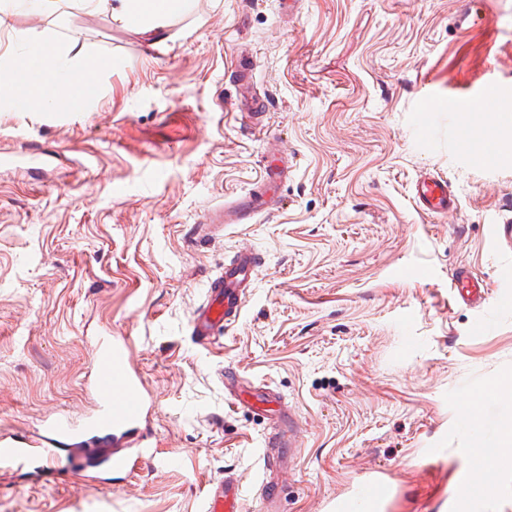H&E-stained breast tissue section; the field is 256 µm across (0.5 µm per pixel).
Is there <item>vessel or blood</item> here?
I'll return each mask as SVG.
<instances>
[{"label":"vessel or blood","mask_w":512,"mask_h":512,"mask_svg":"<svg viewBox=\"0 0 512 512\" xmlns=\"http://www.w3.org/2000/svg\"><path fill=\"white\" fill-rule=\"evenodd\" d=\"M501 92L488 86L480 97V112L472 114L466 103H456L464 124L478 122L480 115L500 110ZM415 197L428 213H445L455 207V195L446 179L429 177L417 182ZM268 196H243L234 203L212 211L210 224H241L251 216L268 212ZM257 266L253 252L244 250L224 266V272L210 285L205 300L196 309L189 334L198 344L209 343L235 322L242 300L253 284ZM457 298L468 302L486 301L488 290L483 279L467 268H460L453 281ZM94 367L88 389L92 409L78 416L60 414L45 417L39 433L18 430L0 432V473H20L36 478H52L60 484L77 480L88 486L112 487L141 471L158 458L144 426L153 397L135 370L130 340L125 336H101L94 342ZM266 467L278 461L277 449L295 445L293 436L274 433L264 439ZM512 470V454L496 448L475 452L466 476V500L490 498L493 485L490 470ZM391 494L385 481L372 479L352 494L337 497L334 512H379ZM204 512H242L240 489L228 479L208 484Z\"/></svg>","instance_id":"b4317fda"}]
</instances>
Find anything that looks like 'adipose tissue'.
<instances>
[{
	"label": "adipose tissue",
	"instance_id": "1",
	"mask_svg": "<svg viewBox=\"0 0 512 512\" xmlns=\"http://www.w3.org/2000/svg\"><path fill=\"white\" fill-rule=\"evenodd\" d=\"M82 9L92 15L121 20L137 32L160 34L168 20L184 11L189 0H79ZM12 40L21 57L0 55V107L29 112H82L97 96L95 86L84 82L88 67L97 66V56L84 45L65 44L46 35L14 30ZM42 54V73L34 77L22 68L21 58L31 50Z\"/></svg>",
	"mask_w": 512,
	"mask_h": 512
}]
</instances>
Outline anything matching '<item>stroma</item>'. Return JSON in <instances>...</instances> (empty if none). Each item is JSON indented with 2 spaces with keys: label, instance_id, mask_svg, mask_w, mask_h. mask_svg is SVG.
I'll use <instances>...</instances> for the list:
<instances>
[{
  "label": "stroma",
  "instance_id": "obj_1",
  "mask_svg": "<svg viewBox=\"0 0 512 512\" xmlns=\"http://www.w3.org/2000/svg\"><path fill=\"white\" fill-rule=\"evenodd\" d=\"M13 25L101 66L88 111H0V430L86 410L95 337L127 336L161 461L110 491L0 478V512H201L225 476L244 512H264L268 476L279 512H330L372 477L392 486L381 512H448L469 455L512 419L493 393L512 378V250L495 236L512 155L471 165L449 109L495 83L512 113V0H191L157 43L76 0ZM280 154L282 208L197 233ZM426 170L454 210L418 209ZM244 248L259 264L241 316L197 346L188 322ZM461 267L485 305L454 298ZM231 380L293 410L283 470L263 459L276 415L233 405Z\"/></svg>",
  "mask_w": 512,
  "mask_h": 512
}]
</instances>
